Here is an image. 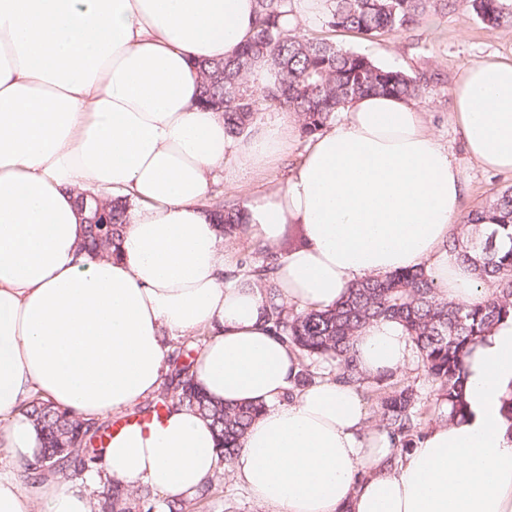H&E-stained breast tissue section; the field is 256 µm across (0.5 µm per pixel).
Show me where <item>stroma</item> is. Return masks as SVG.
<instances>
[{
  "instance_id": "obj_1",
  "label": "stroma",
  "mask_w": 512,
  "mask_h": 512,
  "mask_svg": "<svg viewBox=\"0 0 512 512\" xmlns=\"http://www.w3.org/2000/svg\"><path fill=\"white\" fill-rule=\"evenodd\" d=\"M315 31L343 49L369 56L378 65L428 77L425 93L416 99L415 105L425 112L433 132L447 147L460 171L464 185L460 217H467L470 211L486 205L500 191L512 187V174L484 170L471 161L462 135L453 123L448 98L449 85L468 65L488 56L512 58V25L486 26L473 12L468 0H454L450 5L445 0H438L435 10L430 11L421 24L402 33L364 36L343 29L332 31L323 25L316 26ZM305 144V136H298L292 147L262 172L259 179L242 178L237 188L216 182L210 187V197L219 196L241 207L251 193L263 185L286 184ZM217 479L219 493L195 506L193 512H270L233 480L229 469H222Z\"/></svg>"
}]
</instances>
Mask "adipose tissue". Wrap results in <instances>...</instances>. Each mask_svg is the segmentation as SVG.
<instances>
[{
	"instance_id": "ef3b65f1",
	"label": "adipose tissue",
	"mask_w": 512,
	"mask_h": 512,
	"mask_svg": "<svg viewBox=\"0 0 512 512\" xmlns=\"http://www.w3.org/2000/svg\"><path fill=\"white\" fill-rule=\"evenodd\" d=\"M255 0H0V512H93L111 482L166 501L194 498L220 469L215 431L173 405L149 429L114 435L79 481L21 486L39 433L20 412L40 396L104 421L157 394L164 337L206 334L194 365L214 401L263 404L230 463L275 512H512V319L465 360L464 418L426 430L398 466L366 429L360 389L331 378L296 396L299 357L263 313L247 274L226 282L224 237L207 201L217 179L263 172L296 138L272 117L242 137L200 105L198 61L234 55ZM468 156L512 172V60L467 66L448 88ZM306 147L286 186L252 196L246 238L271 246L287 224L304 245L276 271L283 301L328 309L355 283L424 267L440 298L485 295L443 245L461 175L407 99H352ZM127 205L116 254L86 256L79 194ZM369 378L399 371L411 341L379 321L357 335Z\"/></svg>"
}]
</instances>
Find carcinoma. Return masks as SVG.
<instances>
[{
  "mask_svg": "<svg viewBox=\"0 0 512 512\" xmlns=\"http://www.w3.org/2000/svg\"><path fill=\"white\" fill-rule=\"evenodd\" d=\"M478 18L487 26L512 24L507 0H470ZM255 33L229 59L206 61L201 104L224 113L228 134L238 137L266 111L294 114L301 132L312 136L322 130L348 100L365 94L411 99L424 91V82L401 70L376 64L368 56L344 50L329 39L296 33L282 25L292 12L291 0H256ZM432 0H330L326 26L362 35L399 33L419 25L428 15ZM257 66L275 74L273 84L260 90L246 85ZM86 241L83 248L96 256L118 251L125 227L126 204L112 200L104 205L88 198ZM241 210L214 206L224 237L239 236ZM492 215L490 232L475 238L470 228ZM262 260L245 264L265 293L266 321L275 333L298 352L300 369L291 381L288 396L315 380L314 368L323 362L336 366L334 378L357 385L375 401V427L387 433L401 459L417 447L424 435L420 392L411 384L393 380V374L369 379L358 368L354 340L365 326L392 320L410 336L424 371L435 383V404L448 407L447 418L465 414L461 399L465 379L464 359L496 323L512 317V187L489 204L468 214L459 231L448 240V253L471 266L476 279L493 286L490 296L471 304L439 298L437 286L422 266L367 279L348 289L345 298L325 310H296L280 302L274 274L282 252L259 248ZM192 350L172 359L166 387L186 405L211 420L217 430L222 461L231 462L241 448L247 430L261 415L259 403L228 405L210 399L194 381ZM40 430L39 455L49 460L24 465L31 488L64 477L85 461L93 460L92 442L110 425L60 410L39 396L21 407ZM149 492H136L113 483L102 491L103 512H143Z\"/></svg>",
  "mask_w": 512,
  "mask_h": 512,
  "instance_id": "cac0c4a2",
  "label": "carcinoma"
}]
</instances>
